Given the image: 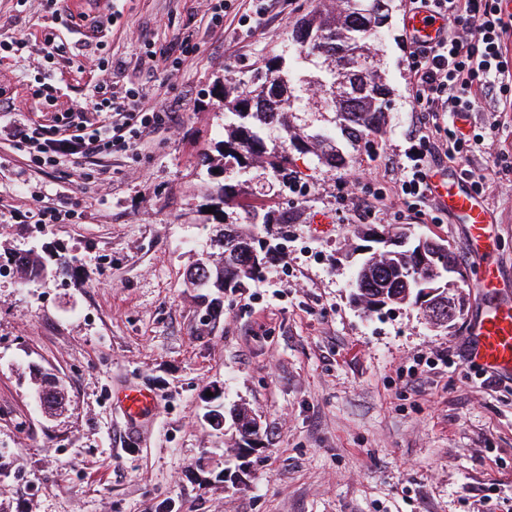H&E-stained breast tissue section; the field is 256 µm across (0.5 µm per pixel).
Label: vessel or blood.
I'll return each instance as SVG.
<instances>
[{"label": "vessel or blood", "mask_w": 512, "mask_h": 512, "mask_svg": "<svg viewBox=\"0 0 512 512\" xmlns=\"http://www.w3.org/2000/svg\"><path fill=\"white\" fill-rule=\"evenodd\" d=\"M406 26L411 36L433 43L439 38L444 21L425 12H414L408 16ZM441 198L448 210L466 219L472 246L492 254L494 240L488 232L489 217L479 197L451 185L442 192ZM469 355L472 361L492 372L512 373V304L488 307L473 331ZM117 404L127 424L135 427L154 413L158 400L152 392L127 388L118 395Z\"/></svg>", "instance_id": "vessel-or-blood-1"}]
</instances>
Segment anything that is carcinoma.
Returning a JSON list of instances; mask_svg holds the SVG:
<instances>
[{"instance_id": "obj_1", "label": "carcinoma", "mask_w": 512, "mask_h": 512, "mask_svg": "<svg viewBox=\"0 0 512 512\" xmlns=\"http://www.w3.org/2000/svg\"><path fill=\"white\" fill-rule=\"evenodd\" d=\"M354 0H344V8L337 16L319 12L300 21L292 32L288 51L266 60L257 69L247 91L227 78L224 97H234L224 112V126L230 129L229 140L219 142L220 159L205 158L209 167L226 171L236 170L240 176L247 174L252 164L262 159L273 170L288 164V149L300 150L320 157L330 167L343 166L346 158L328 134H305L293 130L288 123V112L301 100L300 92L306 84L316 83L325 95V104L334 112V123L351 141H359L377 134L386 120L390 90L382 81L374 63L356 71L349 67L350 57L356 51H365L368 41L381 35L384 22L374 12L377 0H360L365 8L351 7ZM321 56L332 64L321 70V75L298 78L300 66L312 56ZM348 84L356 92L350 99L340 98L339 89ZM278 126L280 140L271 138L270 128ZM256 236L237 224L220 225L217 245L221 249L218 258L210 256L197 260L189 272V284L202 290L198 294L205 304L204 327L215 322L223 306L224 294L241 288L255 279L266 263V253L256 247ZM436 250L428 258L427 270L434 283L430 314L431 322L446 325L456 317V306L448 300V267L454 265L448 246L435 242ZM414 245L391 247L390 255L370 267L360 263L353 283L355 299L365 311L374 312L387 305L409 303L419 305L421 289L417 288L408 268L416 265L412 252ZM22 267L26 282L66 275L76 269L74 260L66 255L43 256L34 249L24 252ZM33 389L42 392L44 405L53 410L62 407L64 391L41 373L32 377ZM238 436L236 440L252 449L259 443L258 432H245L255 419L247 410L235 415Z\"/></svg>"}]
</instances>
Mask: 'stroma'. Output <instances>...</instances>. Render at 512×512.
<instances>
[{
  "mask_svg": "<svg viewBox=\"0 0 512 512\" xmlns=\"http://www.w3.org/2000/svg\"><path fill=\"white\" fill-rule=\"evenodd\" d=\"M223 2L220 22L213 7ZM319 0H0V263L37 249L77 258L71 275L28 285L0 277V512H512V377L486 386L469 338L487 307L512 304V81L492 82L470 114L483 145L451 157L460 124L438 117L433 184L483 183L501 272L495 296L480 289L482 257L460 217L437 197L415 205L398 186L421 130L405 26L395 0L373 44L390 89L388 121L369 141L342 144L344 166L290 151L286 174L255 167L220 218L206 213L212 182L202 166L224 129L225 79L249 83L264 59L287 49L293 27ZM182 55L180 68L165 65ZM95 56L105 71L87 65ZM142 90L174 112L162 128L85 164L107 168L105 189L79 175L44 173L17 150L13 126L55 124L94 86ZM308 185L296 196L293 182ZM65 200L73 224L32 218L34 193ZM272 212L256 232L270 250L258 279L224 296L212 334L197 333L199 301L187 270L209 246L213 222L242 224ZM444 240L458 272L448 288L464 307L448 328L402 304L367 314L351 297L369 228ZM295 243L282 252L283 240ZM437 360L409 377L414 358ZM58 376L62 414L44 415L33 373ZM157 393L152 419L128 429L116 391ZM245 405L261 445L241 481L239 462L206 419Z\"/></svg>",
  "mask_w": 512,
  "mask_h": 512,
  "instance_id": "35a3bbf8",
  "label": "stroma"
}]
</instances>
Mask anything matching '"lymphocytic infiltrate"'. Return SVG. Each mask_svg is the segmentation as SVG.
Returning <instances> with one entry per match:
<instances>
[{
  "label": "lymphocytic infiltrate",
  "instance_id": "obj_1",
  "mask_svg": "<svg viewBox=\"0 0 512 512\" xmlns=\"http://www.w3.org/2000/svg\"><path fill=\"white\" fill-rule=\"evenodd\" d=\"M417 10L442 16L451 30L433 45L414 43L412 59L416 109L423 127H431L437 112L471 111L478 91L489 76L512 71L504 40L512 33V14L503 0H413ZM100 119L86 124L81 113H71L64 125L18 123L15 142L41 171L56 170L65 157L94 159L131 148L134 139L155 132L169 121L167 110L145 103L142 95L126 90L94 101ZM415 151L401 178V192L423 198L429 188V158L434 151L430 135L418 136Z\"/></svg>",
  "mask_w": 512,
  "mask_h": 512
}]
</instances>
